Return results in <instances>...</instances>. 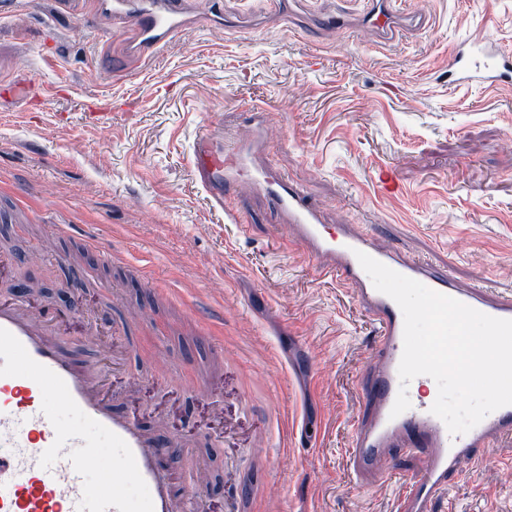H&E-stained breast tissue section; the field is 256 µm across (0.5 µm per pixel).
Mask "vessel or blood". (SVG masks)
<instances>
[{
	"mask_svg": "<svg viewBox=\"0 0 512 512\" xmlns=\"http://www.w3.org/2000/svg\"><path fill=\"white\" fill-rule=\"evenodd\" d=\"M365 2L359 21L340 6L318 13L317 29L342 37L356 36L362 27L400 34L399 0ZM94 6L110 14L114 25L131 30L134 51L141 56L162 51L196 22L193 0H94ZM448 83L484 88L512 83V54L494 41L461 42L448 65ZM249 118L251 134L243 141L201 126L193 160L197 181L245 233L249 227L242 224L230 189L249 180L279 214L286 242L307 256L316 276L348 287L375 334L374 354L358 380L362 406L350 425L347 468L359 484L377 486L394 478L387 465L391 449L417 458L421 466L404 480L395 512H431L434 501L449 500V479L469 471L478 449L512 441V405L454 436L419 396V389L433 383L420 375L409 384L410 408L392 416L400 388L403 314L375 289L356 254L364 252L496 318L512 319V293L496 292L482 279L458 288L447 267L380 249L372 234L356 225L329 223L306 190L268 160L267 146L278 131L265 111L252 110ZM84 334L98 353L91 364L65 354L58 314L34 306L23 291L0 299V512H201L197 492L176 493L163 464L170 448L191 442V433L158 435L145 429L136 414L113 409L110 373L123 363L124 353L103 344L99 318H91ZM103 439L111 443L117 467L111 487L95 491L88 465Z\"/></svg>",
	"mask_w": 512,
	"mask_h": 512,
	"instance_id": "b4317fda",
	"label": "vessel or blood"
}]
</instances>
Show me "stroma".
I'll return each instance as SVG.
<instances>
[{
    "label": "stroma",
    "instance_id": "35a3bbf8",
    "mask_svg": "<svg viewBox=\"0 0 512 512\" xmlns=\"http://www.w3.org/2000/svg\"><path fill=\"white\" fill-rule=\"evenodd\" d=\"M402 6L426 26L380 41L230 0L224 25L199 22L145 63L89 2L62 14L54 0H0V80L24 90L0 100V207L17 216L4 230L18 258L0 298L24 277L44 288L37 301L65 315L79 360L95 356L76 335L86 309L113 325L131 353L112 405L153 430L165 404L168 430L194 427L165 465L204 512H225L246 480L252 512H394L398 490L358 485L346 465L370 320L285 244L249 186L238 192L250 235L228 223L196 182L202 123L243 139L241 108L266 109L284 128L277 167L335 223L449 266L458 287L486 277L512 293V84H448L460 41L512 48V0ZM47 237L54 251L30 265ZM87 237L111 251L89 246L73 262ZM61 288L71 304L51 300ZM187 299L223 308V325L189 316ZM199 379L210 395L191 391ZM216 399L238 432L221 448L207 444ZM450 494L456 512H512V442L481 449Z\"/></svg>",
    "mask_w": 512,
    "mask_h": 512
}]
</instances>
